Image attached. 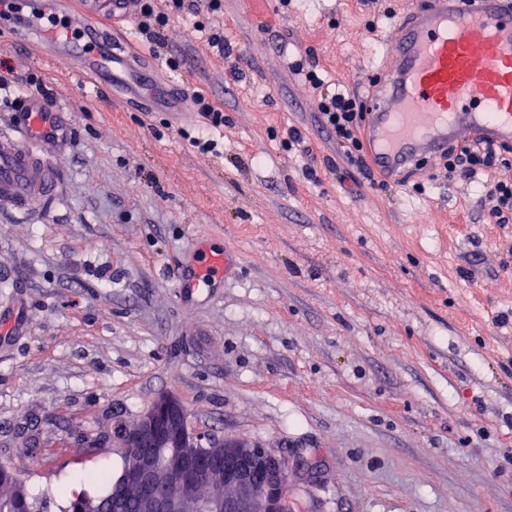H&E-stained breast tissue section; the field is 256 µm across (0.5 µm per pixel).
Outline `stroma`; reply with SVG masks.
Wrapping results in <instances>:
<instances>
[{
	"mask_svg": "<svg viewBox=\"0 0 512 512\" xmlns=\"http://www.w3.org/2000/svg\"><path fill=\"white\" fill-rule=\"evenodd\" d=\"M411 2L224 0L173 17L160 56L135 17L104 23L152 85L223 106L215 153L184 138L189 112L91 82L0 19V130L31 75L72 125L56 204L0 207V464L43 512L123 467L75 428L135 424L162 394L202 435L285 455L292 512H512V223H488L484 188L440 179V160L397 186L349 164L294 67L368 101ZM205 251L231 272L183 295Z\"/></svg>",
	"mask_w": 512,
	"mask_h": 512,
	"instance_id": "stroma-1",
	"label": "stroma"
}]
</instances>
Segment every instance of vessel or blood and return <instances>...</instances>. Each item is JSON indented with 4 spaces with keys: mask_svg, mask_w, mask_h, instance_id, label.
Returning <instances> with one entry per match:
<instances>
[{
    "mask_svg": "<svg viewBox=\"0 0 512 512\" xmlns=\"http://www.w3.org/2000/svg\"><path fill=\"white\" fill-rule=\"evenodd\" d=\"M88 3L98 17L133 7L132 0ZM14 6L48 55L75 59L94 80L136 79L130 59L100 46L84 17L49 31L42 20L57 12L55 0H14ZM379 68L386 83L367 107L366 136L373 165L389 180L474 138L512 143V0H427L395 27ZM69 138L65 108L39 95L26 98L10 134L0 137V203L24 218L52 207L64 186L58 161ZM228 270L224 255H205L188 286L213 287Z\"/></svg>",
    "mask_w": 512,
    "mask_h": 512,
    "instance_id": "obj_1",
    "label": "vessel or blood"
}]
</instances>
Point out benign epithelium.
<instances>
[{
    "instance_id": "obj_1",
    "label": "benign epithelium",
    "mask_w": 512,
    "mask_h": 512,
    "mask_svg": "<svg viewBox=\"0 0 512 512\" xmlns=\"http://www.w3.org/2000/svg\"><path fill=\"white\" fill-rule=\"evenodd\" d=\"M130 466L112 482V503L141 512H289L288 458L270 448L206 438L182 403L159 396L131 427L112 432Z\"/></svg>"
}]
</instances>
